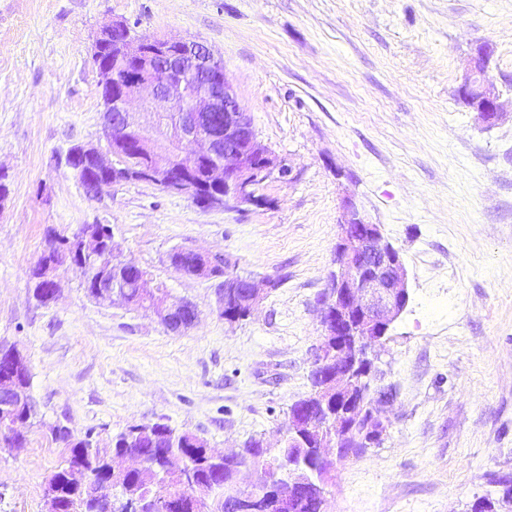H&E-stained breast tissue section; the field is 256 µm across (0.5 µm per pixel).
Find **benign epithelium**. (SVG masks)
Instances as JSON below:
<instances>
[{
	"label": "benign epithelium",
	"mask_w": 512,
	"mask_h": 512,
	"mask_svg": "<svg viewBox=\"0 0 512 512\" xmlns=\"http://www.w3.org/2000/svg\"><path fill=\"white\" fill-rule=\"evenodd\" d=\"M103 35L112 36L121 52L114 65L98 69L100 87L106 91L103 130L108 153L83 146L67 154V163L90 196L121 182H147L183 195L192 202L212 207L236 208L256 201L255 186L273 172L282 177L291 170L258 141L252 122L239 104L231 83L224 76V63L204 43L167 36L146 40L135 37L125 22H114ZM488 58L476 52L470 73L458 87L461 100L478 112L479 119L502 120L504 112L495 84L488 75ZM151 89L152 99L143 110L154 113L153 124H142L130 110L131 100ZM168 141V149L156 148V137ZM364 226L362 236L352 226ZM336 242L335 269L330 274L328 297L321 304L320 321L325 339L315 348L313 360L336 364L327 383L338 388L351 384L354 375L345 364L351 352L341 344L343 336H385L409 301L407 269L400 252L384 241L381 225L368 220L357 202L347 197L341 205ZM73 249L84 257L79 267L84 281L93 285L94 298L110 300L116 285L108 270L114 249L105 248L101 233L88 224L74 235ZM200 257L196 266L178 272L196 278H212L219 266L216 256L192 251ZM147 276L140 273L129 287L138 298L130 304L144 308L161 319H177L184 303L164 299L152 303L145 289ZM224 287L244 288L247 310L262 299L251 277L239 279L224 264ZM31 400L28 391L12 385L0 389V410L8 413ZM143 465L137 455L112 458V475L117 477ZM164 467L190 482L193 466L180 458H169ZM243 469L237 474L236 491L229 498L232 512H242L243 503L255 496L257 482L243 484Z\"/></svg>",
	"instance_id": "7a95c632"
}]
</instances>
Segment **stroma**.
<instances>
[{"label": "stroma", "instance_id": "obj_1", "mask_svg": "<svg viewBox=\"0 0 512 512\" xmlns=\"http://www.w3.org/2000/svg\"><path fill=\"white\" fill-rule=\"evenodd\" d=\"M204 41L286 166L260 205L202 208L146 182L87 195L66 161L105 147L102 30ZM504 118L457 98L477 47ZM0 339L26 356L38 416L0 447V512H44L65 454L54 425L100 443L164 421L218 450L275 441L309 389L341 205L353 197L402 254L409 302L379 367L395 397L379 447L335 460L325 512H469L512 479V0H0ZM107 224L122 253L197 308L173 333L91 298L63 269L50 304L30 270L52 235ZM176 248L224 254L257 279L246 320Z\"/></svg>", "mask_w": 512, "mask_h": 512}]
</instances>
